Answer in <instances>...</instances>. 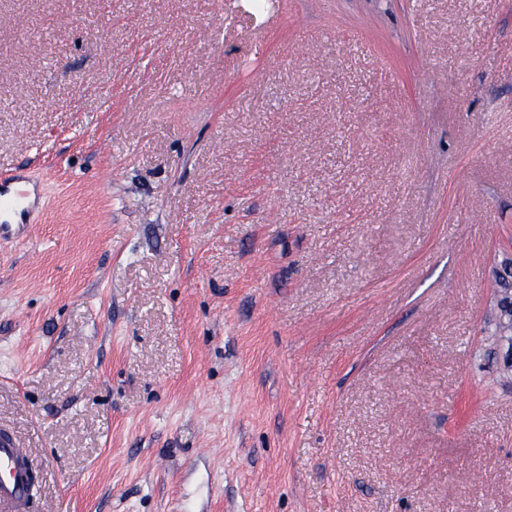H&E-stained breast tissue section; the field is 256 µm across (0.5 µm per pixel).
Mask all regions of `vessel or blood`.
Returning <instances> with one entry per match:
<instances>
[{
  "mask_svg": "<svg viewBox=\"0 0 512 512\" xmlns=\"http://www.w3.org/2000/svg\"><path fill=\"white\" fill-rule=\"evenodd\" d=\"M21 180H0V240L23 229L32 206ZM34 460L7 430L0 429V512H29Z\"/></svg>",
  "mask_w": 512,
  "mask_h": 512,
  "instance_id": "obj_1",
  "label": "vessel or blood"
}]
</instances>
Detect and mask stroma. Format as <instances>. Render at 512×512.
Segmentation results:
<instances>
[{"instance_id": "obj_1", "label": "stroma", "mask_w": 512, "mask_h": 512, "mask_svg": "<svg viewBox=\"0 0 512 512\" xmlns=\"http://www.w3.org/2000/svg\"><path fill=\"white\" fill-rule=\"evenodd\" d=\"M10 174L30 512H512V0H0ZM30 192L18 178L0 180V240L20 231L29 221ZM494 301L497 319L503 324L512 323V256L497 264L492 272Z\"/></svg>"}]
</instances>
